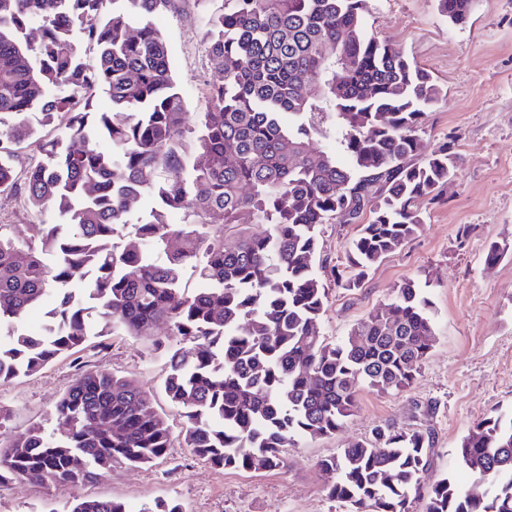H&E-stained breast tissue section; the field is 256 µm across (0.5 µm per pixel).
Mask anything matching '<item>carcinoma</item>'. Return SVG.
Returning <instances> with one entry per match:
<instances>
[{
	"instance_id": "obj_1",
	"label": "carcinoma",
	"mask_w": 512,
	"mask_h": 512,
	"mask_svg": "<svg viewBox=\"0 0 512 512\" xmlns=\"http://www.w3.org/2000/svg\"><path fill=\"white\" fill-rule=\"evenodd\" d=\"M219 78L190 120L171 54L152 16L176 0H0V193L34 215L20 241L0 224V383L83 352L101 336H148L165 323L164 393L186 447L217 469L285 463L301 436L336 434L358 392L401 391L436 341L415 279L342 341L320 334L326 290L316 269L320 226L359 224L342 287L421 230L416 203L436 198L456 159L422 153L418 131L440 98L432 75L369 35V0H203ZM454 24L473 0H437ZM94 44V63L81 41ZM112 110L93 111L97 90ZM67 111L64 131L50 126ZM336 127L335 149L314 137ZM33 148L15 169L19 150ZM152 201L129 224L131 206ZM179 210L185 223L169 224ZM52 213L57 221L44 219ZM512 252L491 244L485 265ZM201 286H183L187 272ZM51 323L22 326L47 300ZM96 311L101 328L90 319ZM61 434L32 426L0 445V487L82 486L116 465H148L173 433L134 379L79 369L55 406ZM429 435L377 428L321 462L327 496L348 512H512V414L486 417L455 456L473 478L426 488ZM63 512H127L85 498Z\"/></svg>"
}]
</instances>
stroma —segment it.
<instances>
[{
	"label": "stroma",
	"mask_w": 512,
	"mask_h": 512,
	"mask_svg": "<svg viewBox=\"0 0 512 512\" xmlns=\"http://www.w3.org/2000/svg\"><path fill=\"white\" fill-rule=\"evenodd\" d=\"M200 0H179L153 22L166 39L173 73L193 112L205 108L202 92L213 80L203 39ZM369 34L399 44L430 71L442 89L425 119L424 151L448 146L459 159L455 177L435 199L419 201L422 230L370 270L361 287L347 290L324 275L328 301L324 336L341 340L405 279L427 283L437 342L413 383L386 394L362 389L358 411L336 435L301 438L285 466L260 473L217 469L182 442L154 466L113 468L79 487L27 484L0 489V512H43L50 503L86 497L123 501L147 512L160 500L184 512H346L331 501L319 468L322 459L387 425L420 430L433 439L425 485L458 473L454 454L477 421L512 411V255L484 266L492 243L512 240V0H474L466 23L441 15L436 0H370ZM358 225L326 224L319 238L320 265H342ZM167 325L149 336H115L107 347L87 348L83 360L138 381L173 432L182 421L163 390ZM77 374L60 359L32 376L0 385V406L13 417L1 434L38 424L58 433L55 405Z\"/></svg>",
	"instance_id": "35a3bbf8"
}]
</instances>
